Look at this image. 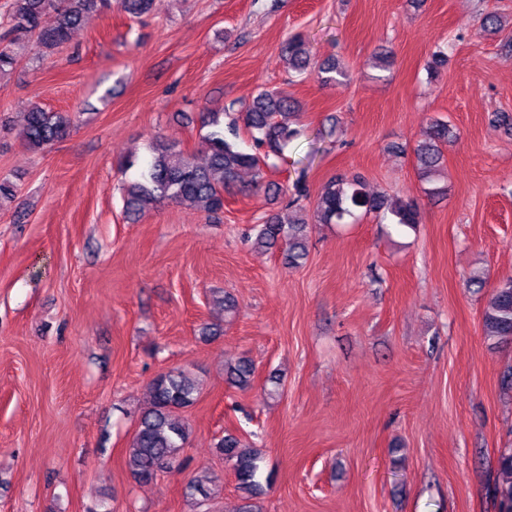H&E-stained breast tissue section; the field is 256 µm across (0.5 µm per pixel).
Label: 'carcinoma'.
<instances>
[{"label":"carcinoma","instance_id":"1","mask_svg":"<svg viewBox=\"0 0 512 512\" xmlns=\"http://www.w3.org/2000/svg\"><path fill=\"white\" fill-rule=\"evenodd\" d=\"M154 0H119L125 13L139 17L150 12ZM112 8V0H9L8 9L0 26V77L11 73L18 64L16 46L27 47L34 42L38 54L47 56L66 44L72 31L85 15ZM56 16L55 23L46 26L43 17ZM282 53L291 69L299 74L312 71L325 84L343 85L349 74L337 61L319 63L314 60L305 40L300 35L289 37ZM448 62V54L440 49L433 52L427 63L428 74L436 77ZM298 103L287 94L263 90L250 104H231L222 112H206L202 125L209 128L202 147L206 163L200 165L192 156L177 148L173 142L156 139L150 146V155L143 162L136 158L125 160L132 168L141 164L139 175L123 186L126 213L132 220L158 204L169 201L195 207L209 216L224 212V192L234 185L241 171H254V183L263 179L260 158L240 150L237 146L239 129L250 133L255 148L266 153L280 154L299 134L291 127L289 118L297 115ZM73 128V119L66 112H47L34 106L25 115L23 140L32 150H42L65 140ZM457 135L446 122L436 121L419 141L414 153L419 176L433 181L444 163L443 147L454 143ZM386 207L385 196L366 191L363 182L332 180L321 190L313 210L319 224H342L355 213L379 212ZM398 227L413 228L420 223V205L409 199L391 211ZM309 221L306 218L282 217L276 213L259 225L254 239L258 248L269 250L283 243L288 265L298 266L307 256ZM486 336L501 342L512 341V278L502 280L489 296L483 311ZM254 375V365L242 359L229 371L232 384L247 388ZM198 396L197 382L185 372L171 369L152 381L149 406L144 409L137 428L126 448V465L132 477L141 484L154 481L157 476L180 465V453L191 434L189 423L181 411L194 404ZM216 453L232 464L238 489L246 502L239 512H254L250 499L261 494L258 480L262 456L258 450L244 446L232 434H226L215 444ZM215 482L209 471L195 474L187 484L188 494L200 496L198 507L206 505L207 485ZM493 494L498 512H512V448L500 452L493 478Z\"/></svg>","mask_w":512,"mask_h":512}]
</instances>
